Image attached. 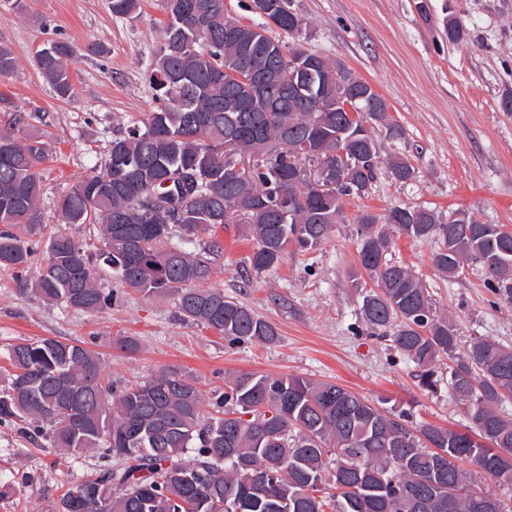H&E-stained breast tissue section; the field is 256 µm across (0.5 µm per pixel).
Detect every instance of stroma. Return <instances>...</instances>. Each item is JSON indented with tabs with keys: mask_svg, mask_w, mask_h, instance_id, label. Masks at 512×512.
Masks as SVG:
<instances>
[{
	"mask_svg": "<svg viewBox=\"0 0 512 512\" xmlns=\"http://www.w3.org/2000/svg\"><path fill=\"white\" fill-rule=\"evenodd\" d=\"M289 0L306 26L294 46L341 62L386 100L397 135L375 127L381 158L404 157L415 169L406 184L381 169L368 195L349 197L327 241L289 250L275 269L255 272L247 258L254 242L229 224L214 238L224 255L204 285L247 305L273 324L271 345H229L217 332L176 315L169 293L147 295L112 284V304L98 313L46 305L19 295L0 272V389L7 351L25 339L78 341L102 359L116 386L163 369L188 375L215 399L243 372L293 375L338 384L376 407L410 412L415 425L456 430L469 420L448 390V363L436 369L437 390L423 388L415 365L390 335L361 318L364 295L375 283L358 262L357 218L396 206L421 207L447 221L468 211L482 224L512 229V0ZM0 0V43L11 48L13 72L0 78V131L39 136L48 157L41 164L40 207L47 232L63 226L58 201L94 167L104 164L117 131L145 119L156 102L149 63L163 43L165 0H142L137 13L116 17L109 0ZM463 36L449 42L444 17ZM53 40L78 46L68 69L75 93L58 97L42 77L36 53ZM438 238L395 237L387 258L408 267L428 288L438 316L458 329L459 347L491 338L512 348V303L498 300L478 269L461 278L438 274L432 255ZM134 337L128 352L116 340ZM101 453L60 456L0 424V480L10 484L0 512H57L60 497L108 467Z\"/></svg>",
	"mask_w": 512,
	"mask_h": 512,
	"instance_id": "obj_1",
	"label": "stroma"
}]
</instances>
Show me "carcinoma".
Wrapping results in <instances>:
<instances>
[{
    "label": "carcinoma",
    "mask_w": 512,
    "mask_h": 512,
    "mask_svg": "<svg viewBox=\"0 0 512 512\" xmlns=\"http://www.w3.org/2000/svg\"><path fill=\"white\" fill-rule=\"evenodd\" d=\"M266 3L282 15L281 33H301L303 19L288 0ZM110 8L127 16L140 0H110ZM165 10L164 43L151 63L155 110L119 131L105 163L60 202L64 223H99V244L58 231L45 264L31 271L47 150L36 138L0 131V269L13 273L19 294L86 313L112 306V291L101 288L106 271L125 287L175 294L181 320L231 345L272 344L275 326L222 290L197 287L224 254L200 234L235 217L254 241L247 261L256 272L277 267L290 245L320 246L344 199L368 194L377 179L369 125L393 129L388 105L360 80L348 90L355 113L344 110L337 95L353 76L342 64L273 37L262 18L242 23L224 0H166ZM76 50L53 41L37 53L42 76L62 98L74 93L68 60ZM302 55L306 69L297 64ZM231 129L252 158L246 178L224 165ZM346 139L351 165L339 186L322 189L313 174L293 181L296 170L314 166L306 143L334 166ZM388 166L396 181L415 178L402 157ZM178 178V213L149 210L152 194ZM461 215L443 224L425 208L364 211L358 261L378 287L363 297L362 319L392 329L422 383L436 388L433 364L457 361L448 387L466 406V432L416 427L406 412L378 409L333 383L252 372L228 382L207 412L185 374L163 369L118 389L98 354L54 337L9 348L0 424L18 421L21 434L41 436L61 454L100 449L122 461L69 489L57 512H512L470 487L474 472L512 487V417L499 409L512 398V348L479 338L459 354L457 329L436 314L428 288L386 262L395 236L436 237L439 273L455 278L475 265L485 286L512 302V230ZM189 448L196 458L187 462ZM442 453L443 468L436 463Z\"/></svg>",
    "instance_id": "obj_1"
}]
</instances>
